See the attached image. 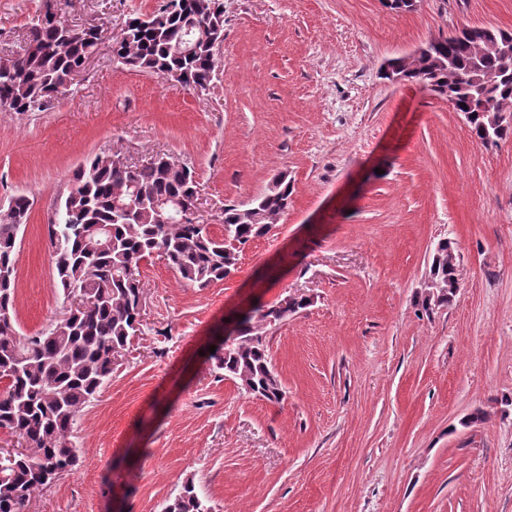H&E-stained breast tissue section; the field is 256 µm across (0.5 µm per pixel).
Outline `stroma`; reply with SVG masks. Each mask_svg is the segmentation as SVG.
<instances>
[{"label": "stroma", "mask_w": 512, "mask_h": 512, "mask_svg": "<svg viewBox=\"0 0 512 512\" xmlns=\"http://www.w3.org/2000/svg\"><path fill=\"white\" fill-rule=\"evenodd\" d=\"M41 2L0 0V58ZM161 3L69 0L62 16L108 39ZM489 24L512 30V0H224L208 90L117 67L104 46L72 95L0 112V207L34 201L15 254L26 336L62 315L47 224L85 162L169 154L196 171L202 224L278 172L294 187L230 279L199 290L160 258L143 266L142 331L73 428L78 466L30 512H162L189 478L212 512H512V131L483 146L447 100L382 75ZM443 239L461 288L428 314ZM293 293L311 303L267 330L272 404L206 351L239 310Z\"/></svg>", "instance_id": "stroma-1"}]
</instances>
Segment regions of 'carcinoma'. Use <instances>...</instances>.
Returning a JSON list of instances; mask_svg holds the SVG:
<instances>
[{
	"label": "carcinoma",
	"instance_id": "carcinoma-1",
	"mask_svg": "<svg viewBox=\"0 0 512 512\" xmlns=\"http://www.w3.org/2000/svg\"><path fill=\"white\" fill-rule=\"evenodd\" d=\"M61 0H43L30 21L25 46L0 61V112L43 110L73 92L74 77L102 41L97 25L66 26L48 20ZM224 41V0H163L148 20L127 18L112 39V58L138 72L178 78L197 92L213 80L218 44ZM512 31L492 25L456 30L416 57L397 58L401 81L433 85L453 101L471 135L484 145L503 139L509 126L487 129L492 114L512 112ZM293 188L288 173L271 179L256 204L224 205L221 233L208 224L170 223L166 206L199 196L195 171L164 154L143 165L99 157L75 171L47 224L54 287L80 306L36 336H23L15 315V247L33 202L11 198L0 215V433L16 443L0 463V512H29L33 495L48 488L44 477L71 472L79 456L70 437L76 421L112 379L119 357L141 323V268L159 256L188 285L204 289L238 268L243 248L270 233L288 211ZM430 272L456 286L455 255L441 240ZM422 310L448 305V295H420ZM310 304L302 296L254 305L242 312L210 355L214 366L240 388L272 403L284 398L267 354L266 331ZM165 512H211L186 479Z\"/></svg>",
	"mask_w": 512,
	"mask_h": 512
}]
</instances>
